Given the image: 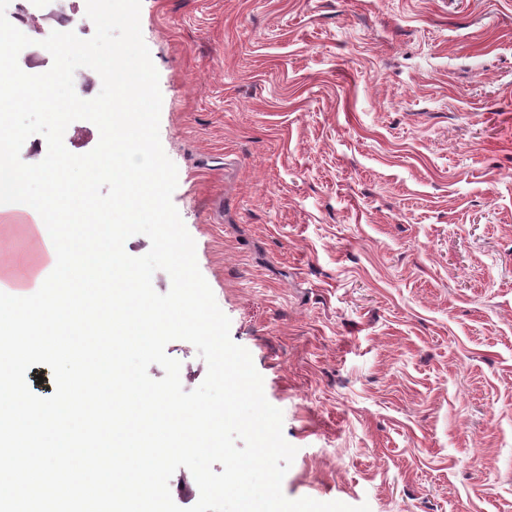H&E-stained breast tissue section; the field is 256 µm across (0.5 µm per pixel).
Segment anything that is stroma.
<instances>
[{
  "label": "stroma",
  "instance_id": "1",
  "mask_svg": "<svg viewBox=\"0 0 512 512\" xmlns=\"http://www.w3.org/2000/svg\"><path fill=\"white\" fill-rule=\"evenodd\" d=\"M173 203L286 497L512 512V0H142ZM36 256L0 225V261Z\"/></svg>",
  "mask_w": 512,
  "mask_h": 512
}]
</instances>
